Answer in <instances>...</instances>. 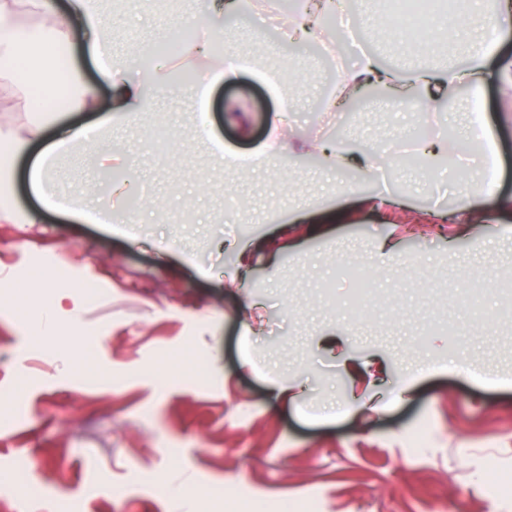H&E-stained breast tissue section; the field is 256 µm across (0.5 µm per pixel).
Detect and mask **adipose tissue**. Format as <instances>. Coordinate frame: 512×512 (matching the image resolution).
<instances>
[{"label": "adipose tissue", "mask_w": 512, "mask_h": 512, "mask_svg": "<svg viewBox=\"0 0 512 512\" xmlns=\"http://www.w3.org/2000/svg\"><path fill=\"white\" fill-rule=\"evenodd\" d=\"M105 0H68L66 12H59L56 0H0V88L11 89L22 102H34L37 95H45L57 88H64L68 109L72 112H95L101 109L95 87L87 82L78 66H69L65 73L49 68L39 82L29 81L20 69L29 46L47 44L73 45L82 42L97 61L102 75L109 82L111 96L105 116L92 127L81 125L64 126L51 142L43 136L49 126L47 120H32L24 129H16L10 122L0 121V153L12 158L26 147L41 144L42 149L29 169V181L37 191L43 204L50 209L62 211L73 218L91 224H108L112 212L91 206L96 192V181L89 180L65 200H57L45 189L49 172L57 159L70 151L83 148L94 155L102 156L111 151V145L102 137L111 128L113 118L125 122L136 120L139 112L150 108L161 96L191 101L197 108V130L201 139L211 141V130L207 110L213 89L224 80L235 77L240 68L236 56H227L222 67L212 68L207 64L219 33L227 19L237 16L240 0H212L209 9L197 18L202 30L198 39L182 46L178 56L193 69V82H172L169 74L172 64L156 62L145 78L139 82L127 80L131 65L130 57L113 52L109 41V12ZM485 0H475L476 30L469 31L460 25L427 18V43L422 53H429L430 43L450 42L465 48L468 62L463 70L440 72L423 67L409 76L395 71L382 72L376 69L371 59L345 71L343 81L336 92L324 101L326 110H334L369 79L379 81L389 93L395 109L402 112H430L442 114L444 90L461 84L473 95H481L487 82H494L499 89L512 94V55L504 52L505 36L512 32V0H495L493 9H486ZM343 8L339 0H302L294 15L284 24L286 39H324L328 18L340 17ZM269 87L276 95L280 108L273 122L271 139L256 155L257 161L272 163L284 154H300L308 151L309 141L284 136L283 130L293 110L290 92L277 82ZM322 157L336 172H344L351 164V147L323 140L314 145Z\"/></svg>", "instance_id": "adipose-tissue-1"}]
</instances>
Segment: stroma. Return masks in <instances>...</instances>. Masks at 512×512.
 <instances>
[{
  "label": "stroma",
  "mask_w": 512,
  "mask_h": 512,
  "mask_svg": "<svg viewBox=\"0 0 512 512\" xmlns=\"http://www.w3.org/2000/svg\"><path fill=\"white\" fill-rule=\"evenodd\" d=\"M208 2L126 0L112 15V47H154L157 29L194 27ZM387 17L381 0L346 14L353 46L344 66L364 54L403 73L466 65L462 48L422 58L376 41L372 27ZM282 25L278 7L267 6L225 26L223 41L241 57L263 42L274 71L303 62L289 118L295 137L381 146L419 124L383 96L352 116L318 110L326 54L284 42ZM501 102L487 84L476 112L455 109L430 128L490 123L495 192L512 196V122H494ZM229 103L245 113L244 126L226 122ZM277 109L243 72L216 88L209 118L225 152L246 157L267 139ZM109 141L151 202L139 223H78L45 210L28 180L31 154L13 162L14 204L41 221L0 222L9 277L0 290V512H271L307 499L318 512H512V496L489 493L512 472V212L481 198L478 228L434 223L456 202V165L428 174L397 161L356 178L345 197L335 196L324 161L302 155L239 178L178 100H159L137 124L113 122ZM92 169L91 154L63 156L51 184L66 194ZM381 192L391 207L372 203ZM300 206L313 225L292 223ZM384 237L397 249L380 272L374 247ZM271 238L282 243L275 262L255 253ZM243 251L256 258L237 279ZM44 257L57 283L108 291L93 306L64 303L78 310L74 341L96 377L31 339L49 293L24 272ZM363 280L369 319L350 305ZM477 284L484 319L462 302ZM25 285L18 312L12 295ZM186 348L193 362L171 365ZM460 358L468 377L454 370ZM281 380L297 388L290 402L270 391ZM423 429L426 447H410L409 434ZM180 482L204 488L195 507L174 494Z\"/></svg>",
  "instance_id": "1"
}]
</instances>
